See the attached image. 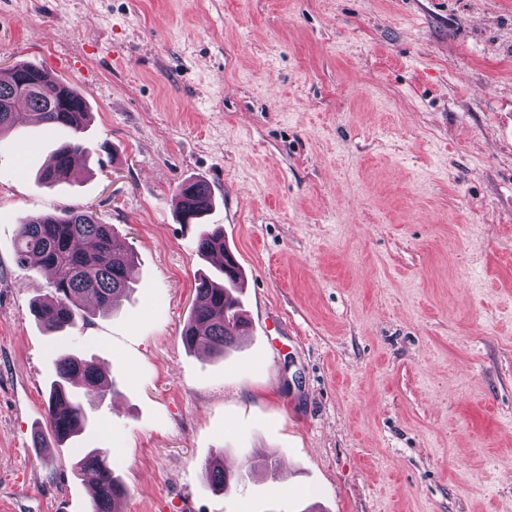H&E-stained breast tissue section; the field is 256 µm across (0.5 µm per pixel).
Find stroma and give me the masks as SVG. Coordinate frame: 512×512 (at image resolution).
Listing matches in <instances>:
<instances>
[{
	"label": "stroma",
	"mask_w": 512,
	"mask_h": 512,
	"mask_svg": "<svg viewBox=\"0 0 512 512\" xmlns=\"http://www.w3.org/2000/svg\"><path fill=\"white\" fill-rule=\"evenodd\" d=\"M39 64L91 112L0 153V512H90L83 448L110 449L126 512H512V0H0V72ZM215 205L180 223L177 186ZM92 207L133 290L81 329L31 312L24 217ZM244 272L250 331L184 346L201 227ZM111 392L58 441L63 349ZM283 463L230 493L255 454ZM86 152V147L80 141L79 136L75 139L68 141L53 153V163L44 168L40 179L43 185L52 187L69 178L70 174V161L73 155ZM203 477L207 483L221 491L228 490L233 483H238V476L224 469L223 459H214L207 462L203 468Z\"/></svg>",
	"instance_id": "35a3bbf8"
}]
</instances>
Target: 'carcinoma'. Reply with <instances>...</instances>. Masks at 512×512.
<instances>
[{"instance_id": "obj_1", "label": "carcinoma", "mask_w": 512, "mask_h": 512, "mask_svg": "<svg viewBox=\"0 0 512 512\" xmlns=\"http://www.w3.org/2000/svg\"><path fill=\"white\" fill-rule=\"evenodd\" d=\"M42 68L22 62L9 69L7 78H0V144L8 132L19 125L42 123L81 132L90 112L82 95L67 83L50 84L41 76ZM26 75L43 92L32 94L21 88L20 76ZM86 151L75 138L53 153V163L43 169V185L52 187L69 178L73 155ZM176 196L182 199L177 213L183 224H197L213 208L214 197L207 181L195 179L180 185ZM197 249L210 260L214 252L224 249V230L215 228L199 233ZM15 261L22 267L50 270L51 291L34 303L37 319L49 330L62 331L82 327L87 317L77 297L95 302V310H117L131 288L128 276L133 264L131 254L112 232L88 208L72 207L58 214L34 215L21 225L14 249ZM218 274L201 275L196 286V299L183 332V343L190 347H207L213 354H224L237 337L245 333L248 321L240 299L235 296L242 270L233 271L216 265ZM56 379L47 401V415L55 436L69 439L87 423L80 402L81 392H102L108 381L93 361L62 353L54 361ZM108 451L91 448L76 462L79 470L96 477L91 512H122L119 500L126 499V488L108 463ZM274 474L279 470L276 457L260 455L250 464ZM207 483L221 491L238 482V476L224 469V460L214 459L203 468Z\"/></svg>"}]
</instances>
